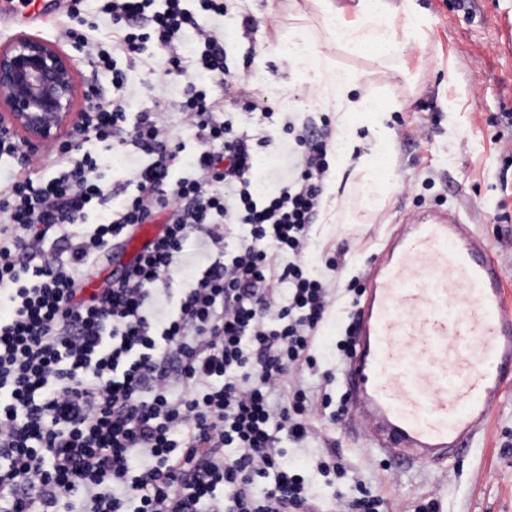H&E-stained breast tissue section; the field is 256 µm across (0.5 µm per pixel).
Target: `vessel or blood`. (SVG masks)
Returning a JSON list of instances; mask_svg holds the SVG:
<instances>
[{"label": "vessel or blood", "mask_w": 512, "mask_h": 512, "mask_svg": "<svg viewBox=\"0 0 512 512\" xmlns=\"http://www.w3.org/2000/svg\"><path fill=\"white\" fill-rule=\"evenodd\" d=\"M58 0H0L7 29L43 26ZM136 227L82 281L107 286L161 235ZM503 270L476 228L457 214L426 212L403 224L375 262L359 309L356 354L343 376L355 416L372 437L370 455L437 462L470 448L499 407L512 375V311Z\"/></svg>", "instance_id": "b4317fda"}]
</instances>
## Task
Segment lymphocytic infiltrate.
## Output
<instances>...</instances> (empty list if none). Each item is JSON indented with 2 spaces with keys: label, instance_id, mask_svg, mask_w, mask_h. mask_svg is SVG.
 I'll use <instances>...</instances> for the list:
<instances>
[{
  "label": "lymphocytic infiltrate",
  "instance_id": "1",
  "mask_svg": "<svg viewBox=\"0 0 512 512\" xmlns=\"http://www.w3.org/2000/svg\"><path fill=\"white\" fill-rule=\"evenodd\" d=\"M153 2L107 0L112 48L92 42L87 54L111 99L89 101L66 145L47 149V176L0 181V512H385L386 497L335 452L306 472L283 448L311 436L319 410L334 421L348 411V395L328 390L334 369L318 368L335 290L306 260L328 136L280 121L236 79L201 21L224 15V0L194 12ZM190 45L185 97L130 117L128 70L151 46L179 67ZM228 98L257 112L258 129L292 135L288 179L260 163ZM91 141L140 155L106 185ZM161 214L163 234L131 271L84 298L105 251ZM194 234L211 246L207 265L162 304L155 286ZM316 372L322 384L307 381Z\"/></svg>",
  "mask_w": 512,
  "mask_h": 512
}]
</instances>
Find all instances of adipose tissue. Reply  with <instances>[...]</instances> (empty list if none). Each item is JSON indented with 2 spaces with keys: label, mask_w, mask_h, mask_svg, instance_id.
Listing matches in <instances>:
<instances>
[{
  "label": "adipose tissue",
  "mask_w": 512,
  "mask_h": 512,
  "mask_svg": "<svg viewBox=\"0 0 512 512\" xmlns=\"http://www.w3.org/2000/svg\"><path fill=\"white\" fill-rule=\"evenodd\" d=\"M404 22L395 25L386 18L384 0H360V14L355 22H329L330 35L352 53L378 51L382 57L396 58L418 38L419 23L414 0H403ZM288 55L312 74L313 83L321 86L322 102L337 115V139L334 182H341L345 171L359 177L366 204H374L391 187L392 170L385 160L391 150L392 133L387 126L390 109L374 96L354 97V78L346 71L334 68L316 50L311 39L290 41ZM362 117L375 138L372 153L352 161L353 117Z\"/></svg>",
  "instance_id": "1"
}]
</instances>
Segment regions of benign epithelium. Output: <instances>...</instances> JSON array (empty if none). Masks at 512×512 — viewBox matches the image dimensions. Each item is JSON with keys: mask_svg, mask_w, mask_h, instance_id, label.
Instances as JSON below:
<instances>
[{"mask_svg": "<svg viewBox=\"0 0 512 512\" xmlns=\"http://www.w3.org/2000/svg\"><path fill=\"white\" fill-rule=\"evenodd\" d=\"M75 56L27 32L0 45V129L29 148L58 145L81 119Z\"/></svg>", "mask_w": 512, "mask_h": 512, "instance_id": "obj_1", "label": "benign epithelium"}]
</instances>
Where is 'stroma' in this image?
Instances as JSON below:
<instances>
[{
  "label": "stroma",
  "mask_w": 512,
  "mask_h": 512,
  "mask_svg": "<svg viewBox=\"0 0 512 512\" xmlns=\"http://www.w3.org/2000/svg\"><path fill=\"white\" fill-rule=\"evenodd\" d=\"M415 5L420 37L399 70L390 71L376 53L355 55L331 40L320 0H230L226 63L243 82L263 88L275 109H289L300 120L319 118L327 110L318 88L280 52L289 40L308 36L337 69L355 76L354 95H376L394 107L389 161L401 188L370 209L355 186L323 194L312 226L309 261L321 267L335 259L337 296L354 277L368 290L374 254L413 213L451 208L490 241L512 307V0ZM245 13L263 21L247 37L240 28ZM167 67L166 54L152 49L128 72V111L184 96L186 79L167 75ZM152 71L166 73V80L149 85ZM328 448L388 498L390 512H411L423 497L436 500L437 512H512V387L477 444L450 462L401 465L369 457L361 431L345 419L318 427L306 449L289 448L288 457L305 469Z\"/></svg>",
  "instance_id": "1"
}]
</instances>
